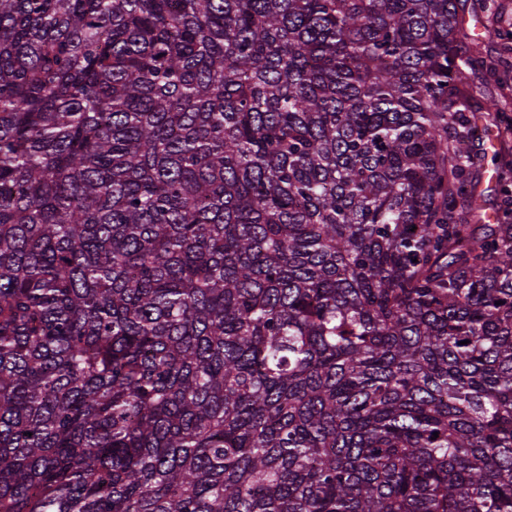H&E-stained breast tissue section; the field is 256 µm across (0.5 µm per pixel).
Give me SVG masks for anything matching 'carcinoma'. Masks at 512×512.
I'll return each mask as SVG.
<instances>
[{"mask_svg": "<svg viewBox=\"0 0 512 512\" xmlns=\"http://www.w3.org/2000/svg\"><path fill=\"white\" fill-rule=\"evenodd\" d=\"M467 2L0 0V512H512Z\"/></svg>", "mask_w": 512, "mask_h": 512, "instance_id": "carcinoma-1", "label": "carcinoma"}]
</instances>
